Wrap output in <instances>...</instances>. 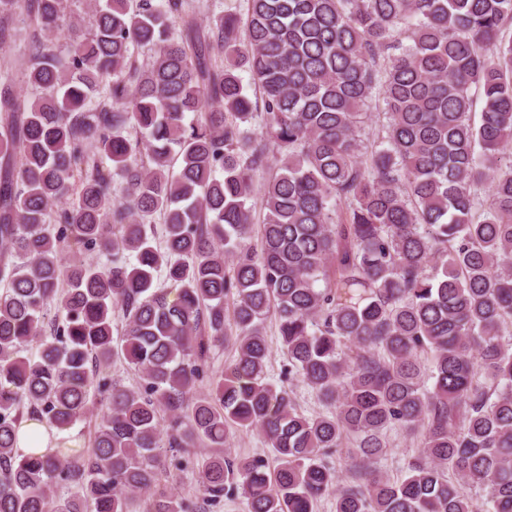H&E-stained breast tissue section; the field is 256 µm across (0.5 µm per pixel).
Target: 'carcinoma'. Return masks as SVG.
I'll use <instances>...</instances> for the list:
<instances>
[{
  "mask_svg": "<svg viewBox=\"0 0 512 512\" xmlns=\"http://www.w3.org/2000/svg\"><path fill=\"white\" fill-rule=\"evenodd\" d=\"M245 2L203 27L186 0H94L85 36L67 0H0V42L20 46L0 59V512H202L237 493L247 512L329 495L335 512H477L463 485L512 512V0ZM64 32L62 55L48 43ZM132 44L155 48L149 64ZM375 97L387 121L369 150ZM273 161L258 222L253 175ZM271 312L282 377L326 412L268 381ZM216 343L237 352L220 373ZM118 360L138 388L108 373ZM92 408L91 447L18 453L24 414L63 431ZM236 429L276 465L230 459ZM393 429L422 437L398 480L379 468ZM199 442L193 502L160 464L184 471ZM288 387L293 390L296 403L303 413L310 415L315 413H324L326 411L323 404L318 400L315 394L311 393L301 383L296 381L288 382Z\"/></svg>",
  "mask_w": 512,
  "mask_h": 512,
  "instance_id": "obj_1",
  "label": "carcinoma"
}]
</instances>
